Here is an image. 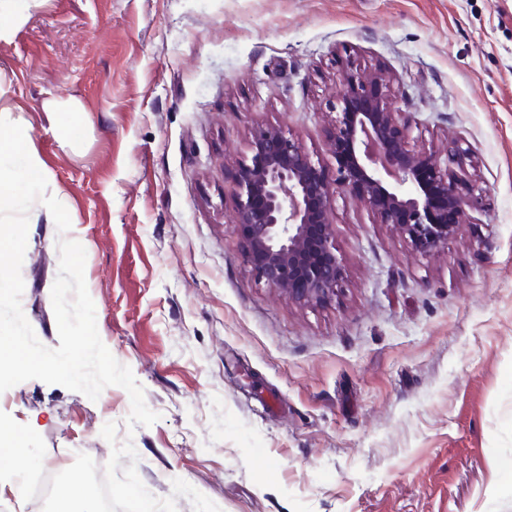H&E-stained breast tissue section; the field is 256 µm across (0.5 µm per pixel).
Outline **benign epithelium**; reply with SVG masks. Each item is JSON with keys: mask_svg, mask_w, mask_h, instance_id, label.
Here are the masks:
<instances>
[{"mask_svg": "<svg viewBox=\"0 0 512 512\" xmlns=\"http://www.w3.org/2000/svg\"><path fill=\"white\" fill-rule=\"evenodd\" d=\"M336 85L329 131L335 171L284 129L258 126L251 160L239 163L234 177V223L248 263L268 287L301 306L330 301L343 289L346 272L330 219L336 194L349 195L424 257L460 234L478 200L475 185L449 166L465 153L454 132L436 145L409 144L402 113L391 107L390 75L347 66Z\"/></svg>", "mask_w": 512, "mask_h": 512, "instance_id": "7a95c632", "label": "benign epithelium"}]
</instances>
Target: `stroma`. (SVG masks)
<instances>
[{"instance_id":"stroma-1","label":"stroma","mask_w":512,"mask_h":512,"mask_svg":"<svg viewBox=\"0 0 512 512\" xmlns=\"http://www.w3.org/2000/svg\"><path fill=\"white\" fill-rule=\"evenodd\" d=\"M0 24V103L71 219L31 207L23 312L58 347L57 243L79 242L99 336L159 415L19 383L0 411L45 467L107 462L112 422L152 495L180 478L220 512H512V0H28ZM348 64L393 75L412 137L455 132L482 201L424 258L337 195L345 286L302 307L244 259L233 175L259 125L334 168Z\"/></svg>"}]
</instances>
